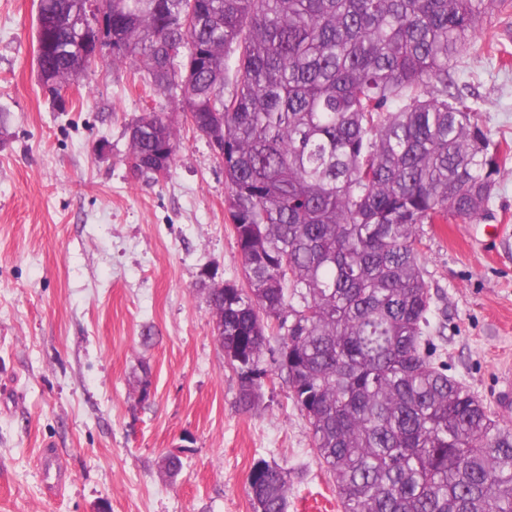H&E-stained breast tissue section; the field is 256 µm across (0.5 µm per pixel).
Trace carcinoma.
Wrapping results in <instances>:
<instances>
[{
  "label": "carcinoma",
  "instance_id": "carcinoma-1",
  "mask_svg": "<svg viewBox=\"0 0 512 512\" xmlns=\"http://www.w3.org/2000/svg\"><path fill=\"white\" fill-rule=\"evenodd\" d=\"M492 4L112 0L92 33L112 51L90 57L66 24L81 0H40L41 86L128 62L161 98L129 126L134 175L172 167L175 112L224 142L247 287L212 290L214 335L249 411L276 329L342 512H512V428L425 350L420 249L423 225L484 214L512 155L458 85ZM248 488L253 512H287L283 468L255 464Z\"/></svg>",
  "mask_w": 512,
  "mask_h": 512
}]
</instances>
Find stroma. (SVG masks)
<instances>
[{
  "mask_svg": "<svg viewBox=\"0 0 512 512\" xmlns=\"http://www.w3.org/2000/svg\"><path fill=\"white\" fill-rule=\"evenodd\" d=\"M38 4L0 0V512H252L262 460L288 472L287 512H342L273 355L247 412L214 336L203 269L244 282L222 165L184 121L168 177L133 178L142 83L97 66L58 109L36 79ZM487 27L496 42L477 44L464 78L490 137L512 144V0ZM507 168L480 219L426 226L422 250L437 361L512 427ZM47 446L67 474L57 496L38 463ZM178 447L171 478L161 461Z\"/></svg>",
  "mask_w": 512,
  "mask_h": 512,
  "instance_id": "obj_1",
  "label": "stroma"
}]
</instances>
